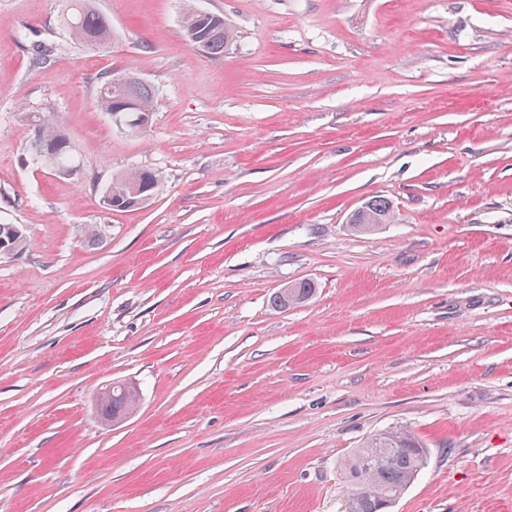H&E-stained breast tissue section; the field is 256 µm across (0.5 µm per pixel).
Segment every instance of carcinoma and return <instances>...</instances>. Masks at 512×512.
<instances>
[{"instance_id": "cac0c4a2", "label": "carcinoma", "mask_w": 512, "mask_h": 512, "mask_svg": "<svg viewBox=\"0 0 512 512\" xmlns=\"http://www.w3.org/2000/svg\"><path fill=\"white\" fill-rule=\"evenodd\" d=\"M183 29L194 27L201 31L209 42L206 53L221 57L234 42V32L224 17L211 14L202 18L197 14L192 0H185L182 17ZM67 30L73 43L83 47H102L112 41V25L100 12L95 0H73L71 12L67 15ZM120 95L133 100L138 111L151 116L154 112V95L151 87L143 82L129 86ZM112 89L100 86L97 105L103 112L112 111L115 98L119 95ZM59 141L62 150L53 161V168L63 172L73 167V148L70 139L59 128L55 120L44 115L33 124L32 148L40 154L48 142ZM148 180L159 187L160 176L147 169L125 172L112 178L109 187L120 197L129 185ZM395 212L390 201L373 197L364 203L353 215L352 224L360 232L370 224H390ZM16 224H0V241L14 244L17 250L25 246L23 235L16 234ZM315 292L310 280H300L274 293L272 304L278 309L309 299ZM139 401L138 392L121 383H112V390L99 396V413L105 419L117 421L131 414ZM428 452L423 443L403 428H390L369 436L363 446L357 449L345 462L348 482L346 499L355 504V512H387L385 504L396 500L417 479L427 465Z\"/></svg>"}]
</instances>
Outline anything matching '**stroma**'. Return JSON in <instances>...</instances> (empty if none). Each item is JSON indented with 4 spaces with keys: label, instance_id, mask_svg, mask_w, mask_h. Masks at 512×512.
<instances>
[{
    "label": "stroma",
    "instance_id": "obj_1",
    "mask_svg": "<svg viewBox=\"0 0 512 512\" xmlns=\"http://www.w3.org/2000/svg\"><path fill=\"white\" fill-rule=\"evenodd\" d=\"M195 4L224 57L183 0H97L96 49L71 0H0V223L26 241L0 257V512H342L344 460L395 426L428 463L392 512H512V0ZM113 71L155 89L141 134L97 107ZM43 114L74 175L37 161ZM135 168L157 193L106 209ZM377 196L395 222L356 231ZM114 382L139 403L113 424ZM67 15V30L73 43L83 47H102L114 38L112 25L100 12L95 0H73ZM198 14L201 16L209 15L207 11L202 10H198ZM198 14L197 9L192 4V1L186 0L182 22L183 32L187 41H189L187 37V29L191 26L195 27L196 29L201 30V33L207 38L209 46L206 50V39L200 34L191 36L193 46L212 56H224V52L233 45L235 38L233 30L229 24L225 22L222 15L211 13V17L200 18ZM59 141L63 144L62 150L53 161V168L57 172H65V170L73 167V148L70 139L59 128L55 120L49 115L35 118L33 124L32 148L36 157L42 152L44 146L48 142ZM145 180H149L153 184L154 188L150 192L154 194L159 187L161 179L157 173L147 169H138L119 174L112 178V181L106 186L105 190L111 187L112 193L115 194V197H120L130 185L129 191L131 197H128V207H136L142 204V202L150 196H142L144 190L139 185L131 184ZM315 292V284L310 280H300L293 283L290 288H280L274 293L272 304L278 309H288V307L304 302ZM106 388L104 393L100 394L98 400L99 413L104 419L113 421L126 418L131 414L138 401V392L130 386L121 383H112V391Z\"/></svg>",
    "mask_w": 512,
    "mask_h": 512
}]
</instances>
